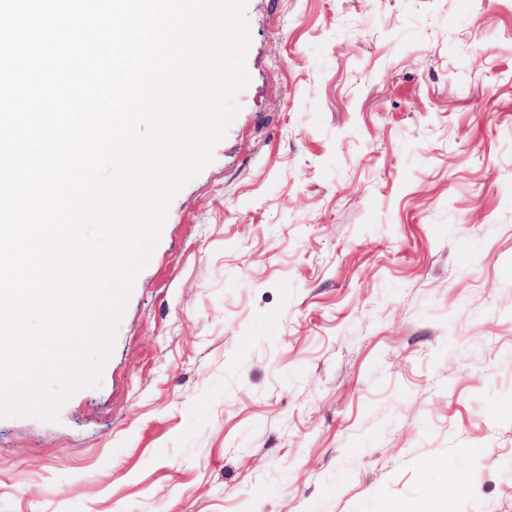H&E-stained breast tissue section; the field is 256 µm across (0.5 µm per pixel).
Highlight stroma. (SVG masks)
<instances>
[{
  "label": "stroma",
  "instance_id": "obj_1",
  "mask_svg": "<svg viewBox=\"0 0 512 512\" xmlns=\"http://www.w3.org/2000/svg\"><path fill=\"white\" fill-rule=\"evenodd\" d=\"M249 81L0 512H512V0H247Z\"/></svg>",
  "mask_w": 512,
  "mask_h": 512
}]
</instances>
